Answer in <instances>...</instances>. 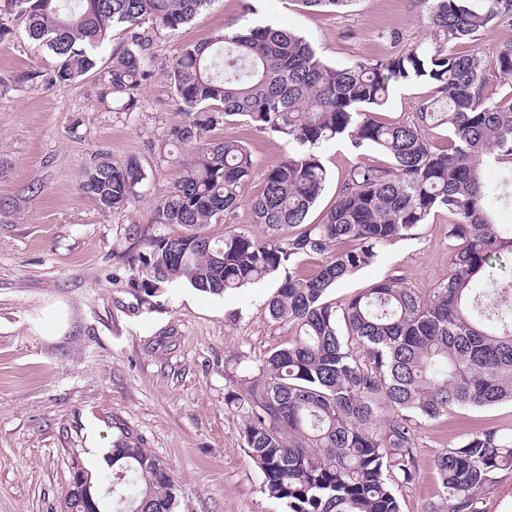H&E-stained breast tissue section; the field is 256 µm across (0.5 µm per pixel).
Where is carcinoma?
Returning <instances> with one entry per match:
<instances>
[{
  "label": "carcinoma",
  "mask_w": 512,
  "mask_h": 512,
  "mask_svg": "<svg viewBox=\"0 0 512 512\" xmlns=\"http://www.w3.org/2000/svg\"><path fill=\"white\" fill-rule=\"evenodd\" d=\"M212 0H0V38L20 20L48 50L50 72L21 82L65 88L97 65L112 30L125 46L101 72L102 99L124 110L146 84L153 33L177 29ZM311 9L344 10L354 0H301ZM429 43L343 66L324 61L301 35L244 25L187 42L168 66L178 119L160 148L191 145L175 157L180 175L154 209L152 223L184 233L155 234L135 225L126 256L131 285L144 302L183 281L223 294L269 276L280 279L269 318L294 339L260 360L258 374L235 401L245 410V448L268 496L287 512H401L400 496L416 475L415 435L423 421L460 406L512 402V309L481 307L512 300V225L491 217L512 200V41L492 53L495 77L508 92L488 93L485 59L448 43L512 26V0H420ZM427 84L412 119L388 123L378 110L398 85ZM277 134L290 150L265 170L252 200L257 237L228 230L212 239L197 229L235 210L255 163L237 140L210 133L232 117ZM448 133L446 146L433 131ZM342 141L359 158L318 224L307 223L329 181L323 146ZM375 149L381 165L360 161ZM495 167L501 182L483 171ZM145 174L135 162L108 160L85 172L80 190L102 211L139 197ZM456 217L448 282L422 295L388 276L342 306L333 290L372 266L381 250L417 235L437 212ZM327 257L313 274L300 262ZM108 471L92 490L112 487L103 512H177L176 482L166 464L125 435L112 441ZM435 469L446 507L426 512H482L480 494L512 471V435L482 427L439 454Z\"/></svg>",
  "instance_id": "1"
}]
</instances>
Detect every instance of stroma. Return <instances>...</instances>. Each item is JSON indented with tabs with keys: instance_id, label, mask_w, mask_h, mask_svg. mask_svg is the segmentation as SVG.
I'll return each mask as SVG.
<instances>
[{
	"instance_id": "1",
	"label": "stroma",
	"mask_w": 512,
	"mask_h": 512,
	"mask_svg": "<svg viewBox=\"0 0 512 512\" xmlns=\"http://www.w3.org/2000/svg\"><path fill=\"white\" fill-rule=\"evenodd\" d=\"M247 22L295 31L334 65L426 38L415 0H355L340 13L301 0H213L191 24L159 32L154 77L126 112L101 103L94 72L65 88L17 83L25 71H50L55 60L22 23L0 38V512H64L73 461H88L89 448L111 447L124 433L170 468L178 512H285L262 488L244 446L243 414L230 401L259 360L292 337L265 311L277 280L223 295L178 282L144 304L123 259L133 225L180 231L151 221L178 176L158 155L176 118L167 66L184 43ZM431 93L425 84L394 88L382 119H411ZM214 135L244 143L258 173L239 207L203 232L263 235L250 203L263 188L262 170L289 146L241 119ZM105 155L136 160L146 175L140 198L125 209L100 211L79 188ZM322 159L330 179L312 224L355 161L341 143L326 145ZM450 222L435 215L414 238L386 247L376 264L336 287V301L387 276L423 294L447 281ZM484 426L512 434V404L455 408L418 427L416 478L400 499L402 512L440 503L436 456Z\"/></svg>"
}]
</instances>
